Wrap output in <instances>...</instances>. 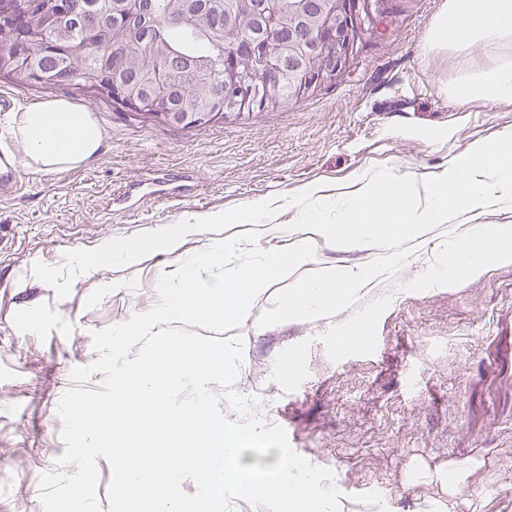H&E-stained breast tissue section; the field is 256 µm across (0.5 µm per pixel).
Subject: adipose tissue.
I'll list each match as a JSON object with an SVG mask.
<instances>
[{"instance_id": "obj_1", "label": "adipose tissue", "mask_w": 512, "mask_h": 512, "mask_svg": "<svg viewBox=\"0 0 512 512\" xmlns=\"http://www.w3.org/2000/svg\"><path fill=\"white\" fill-rule=\"evenodd\" d=\"M429 48H448L457 56L481 48L488 65L448 75V94L458 104L475 99L512 102V0H448L432 27ZM9 135L27 163L46 171L69 170L95 157L103 133L92 111L66 99L36 105L17 104ZM485 244L458 240L451 247L453 280L460 281L488 264L512 260V226L484 230Z\"/></svg>"}]
</instances>
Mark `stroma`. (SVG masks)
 I'll return each mask as SVG.
<instances>
[{
	"instance_id": "stroma-1",
	"label": "stroma",
	"mask_w": 512,
	"mask_h": 512,
	"mask_svg": "<svg viewBox=\"0 0 512 512\" xmlns=\"http://www.w3.org/2000/svg\"><path fill=\"white\" fill-rule=\"evenodd\" d=\"M447 0H382L365 20L345 69L300 100L179 129L142 122L74 88L19 86L0 95L28 104L63 97L92 109L103 132L96 157L66 171L16 160L17 185L0 182V512H43L40 476L65 446L57 407L74 368L97 358L91 334L151 309L156 283L177 258L248 231L233 222L251 203L269 208L256 246L303 243L318 269L356 270L372 245L336 246L294 228L287 197L356 191L378 167L424 180L472 143L512 130V103L458 106L448 72L485 63L428 50ZM226 216L223 224L209 223ZM450 232L409 241L397 275H380L337 314L262 327L281 284L262 291L242 323L234 390H274L255 413L286 429L293 450L330 468L341 512H512V261L460 282L438 281ZM130 256L75 274L69 255L103 245ZM370 346L341 353L336 339L360 322ZM295 354L293 375L279 364ZM463 467L452 497L435 479Z\"/></svg>"
}]
</instances>
